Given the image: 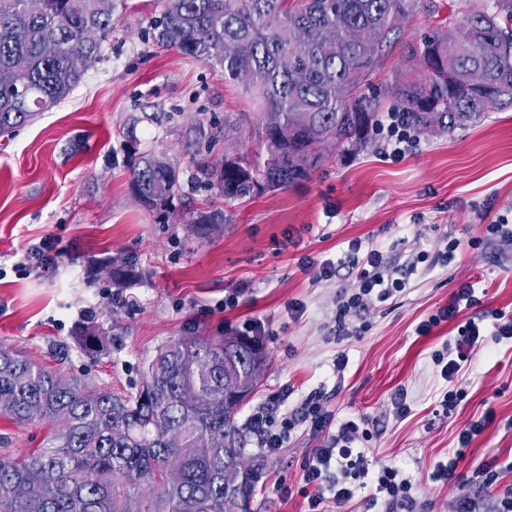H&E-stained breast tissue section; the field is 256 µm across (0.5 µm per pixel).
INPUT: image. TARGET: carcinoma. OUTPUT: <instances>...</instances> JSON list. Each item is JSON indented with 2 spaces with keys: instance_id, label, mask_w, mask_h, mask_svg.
I'll use <instances>...</instances> for the list:
<instances>
[{
  "instance_id": "1",
  "label": "carcinoma",
  "mask_w": 512,
  "mask_h": 512,
  "mask_svg": "<svg viewBox=\"0 0 512 512\" xmlns=\"http://www.w3.org/2000/svg\"><path fill=\"white\" fill-rule=\"evenodd\" d=\"M0 0V136L55 108L81 82L112 34L126 0ZM437 0H157L154 43L224 69V81L264 111L257 136L267 157L203 163L208 188L226 202L308 180L321 148L341 154L369 140L379 101L362 93L383 48ZM87 28L97 31L81 39ZM53 39L59 53L47 58ZM79 55L75 69L70 57ZM403 68L390 96L417 128L453 131L488 106L512 109V0L458 10L431 33L401 46ZM130 191L166 224L180 195L179 171L128 145ZM190 223L207 234L224 213L200 209ZM112 285L138 276L111 258ZM79 344L107 350L106 331L86 325ZM266 358L259 336H186L162 345L139 388L114 392L65 378L0 346V415L22 425L49 423L42 448L0 455V512H254L258 460L245 452L244 402Z\"/></svg>"
}]
</instances>
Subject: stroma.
Wrapping results in <instances>:
<instances>
[{
	"mask_svg": "<svg viewBox=\"0 0 512 512\" xmlns=\"http://www.w3.org/2000/svg\"><path fill=\"white\" fill-rule=\"evenodd\" d=\"M152 13V0H127L84 80L0 139V343L64 377L127 392L169 340L231 335L255 322L268 364L240 420L281 385L292 386L294 403L320 393L337 418H369L372 437L361 449L372 467L401 470L429 512H455L464 495L490 506L500 486L512 484L505 467L512 461V342L488 339L474 348L459 381L464 397L444 417L434 405L446 383L430 355L473 312L462 310L428 336L416 327L467 282L483 289V308L512 314V242L486 233L495 217H512V110L488 109L450 133L419 131L416 146L396 160L372 143L345 156L328 146L309 180L227 204L200 186L196 163L266 157L260 109L225 82L223 69L157 46L147 34ZM131 139L180 171L169 223H157L131 195L124 150ZM206 207L223 210L226 220L200 237L189 215ZM447 237L462 244L456 261L418 265L404 295L351 317V325H369L359 337L334 333L337 297L353 285L347 270L315 283L301 268L306 257H346L358 241L379 246L396 270ZM117 255L140 271L121 289L102 270ZM292 301L303 303V315L291 316ZM90 321L108 333V352L96 360L76 339ZM341 351L349 362L340 374L332 360ZM399 389L411 407L400 420L391 405ZM485 414L491 421L460 469L470 476L503 464L496 484L433 481L460 428ZM47 432L0 417V453L40 447ZM317 444L298 428L278 454L261 455L257 512H303L299 465ZM280 485L290 496L278 495Z\"/></svg>",
	"mask_w": 512,
	"mask_h": 512,
	"instance_id": "35a3bbf8",
	"label": "stroma"
}]
</instances>
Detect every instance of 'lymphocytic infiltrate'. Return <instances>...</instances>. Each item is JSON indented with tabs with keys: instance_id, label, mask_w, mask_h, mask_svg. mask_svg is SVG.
<instances>
[{
	"instance_id": "f902f5d3",
	"label": "lymphocytic infiltrate",
	"mask_w": 512,
	"mask_h": 512,
	"mask_svg": "<svg viewBox=\"0 0 512 512\" xmlns=\"http://www.w3.org/2000/svg\"><path fill=\"white\" fill-rule=\"evenodd\" d=\"M376 137L381 154L393 158L405 155L417 140L416 128L404 112L386 113L376 125ZM349 249L354 287L338 300L335 333L339 336L367 332L364 324L349 327L347 317L366 311L372 301L385 302L399 296L407 286L405 277L395 275L385 265L380 249L363 247L358 241L350 244ZM488 324L493 327L491 334L495 341H512V315L499 310L483 311L458 323L456 339L443 343L433 352L432 362L449 384L439 401L443 414H453L458 406L463 392L457 383L471 365L467 350L478 344ZM291 394L289 386H281L249 417L247 425L256 436L259 448L267 454L280 451L287 432L299 426L319 438L318 447L300 465L299 492L307 501V512H346L357 489L369 483L374 485L375 492L364 499L366 512H372L379 504L384 505L385 512H422L411 494L408 479L396 467L386 465L371 470L368 459L358 450V442L372 435L367 418L337 419L316 394L292 407L288 404ZM485 427L482 418L465 424L457 435L456 448L435 464L432 479L442 483L456 479L466 449Z\"/></svg>"
}]
</instances>
